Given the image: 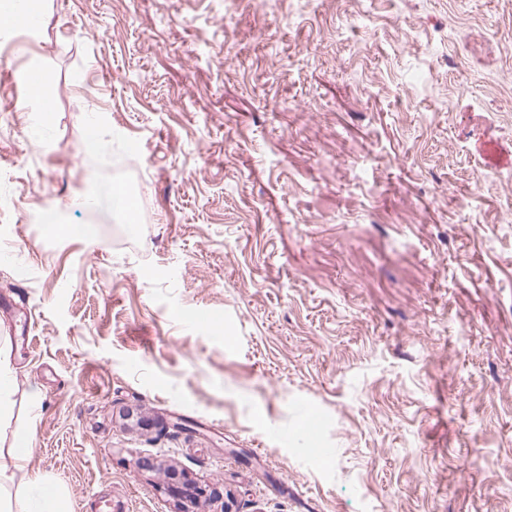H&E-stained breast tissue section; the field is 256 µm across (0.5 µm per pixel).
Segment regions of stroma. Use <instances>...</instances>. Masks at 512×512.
Masks as SVG:
<instances>
[{"instance_id":"stroma-1","label":"stroma","mask_w":512,"mask_h":512,"mask_svg":"<svg viewBox=\"0 0 512 512\" xmlns=\"http://www.w3.org/2000/svg\"><path fill=\"white\" fill-rule=\"evenodd\" d=\"M13 35L12 491L37 470L71 512H512V166L475 149L512 147V0H48Z\"/></svg>"}]
</instances>
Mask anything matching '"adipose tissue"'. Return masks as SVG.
<instances>
[{
    "label": "adipose tissue",
    "mask_w": 512,
    "mask_h": 512,
    "mask_svg": "<svg viewBox=\"0 0 512 512\" xmlns=\"http://www.w3.org/2000/svg\"><path fill=\"white\" fill-rule=\"evenodd\" d=\"M6 473L0 472V512H70L69 501L60 485L40 473L27 476L22 493H11Z\"/></svg>",
    "instance_id": "1"
}]
</instances>
